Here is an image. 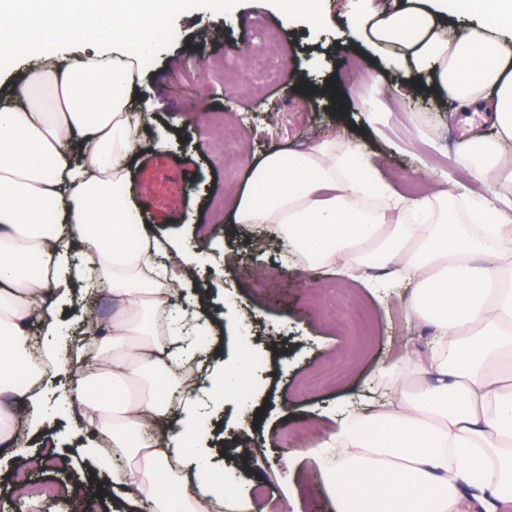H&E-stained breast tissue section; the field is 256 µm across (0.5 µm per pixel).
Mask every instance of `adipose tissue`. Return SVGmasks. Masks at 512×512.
<instances>
[{
	"label": "adipose tissue",
	"mask_w": 512,
	"mask_h": 512,
	"mask_svg": "<svg viewBox=\"0 0 512 512\" xmlns=\"http://www.w3.org/2000/svg\"><path fill=\"white\" fill-rule=\"evenodd\" d=\"M0 0V57H35L24 81L0 89V368L26 365L29 327H56V307L77 290L107 284L115 305L103 322L83 323L79 379L84 409L76 421L85 454L95 460L90 491L121 494L129 512L145 500L152 512H210L236 504L231 484L206 476L209 460L183 453L201 433L196 403L179 396L180 376L214 358V326L200 299L185 297L188 263L175 241L161 242L142 210L113 186L130 179V163L154 105L128 103L133 60L178 27L182 0ZM475 19L455 41L441 28L449 15ZM358 31L399 45L412 63L456 97L464 112L486 113L496 141L467 139L468 171L512 186V0H398L380 13L372 0L355 11ZM419 33L406 42L404 33ZM95 40L100 51L57 63L51 48ZM365 155L314 144L289 164L272 153L251 168L249 188L234 202L239 224H262L303 257L310 242L328 263L361 270L377 255L392 275L416 283L414 309L440 339L428 358L392 367L398 383L387 403L317 438L327 481L354 512H501L512 483V204L485 200L459 214L448 198L409 200L380 189L368 201L358 175ZM61 203L60 230L42 234L44 204ZM141 230L138 242L129 226ZM53 272L29 274L33 255ZM28 365V364H27ZM95 394H88V387ZM56 420L32 385L0 380V445L31 439L56 450ZM108 439L118 468L98 458ZM167 476L170 490L158 479ZM195 482L196 493H176Z\"/></svg>",
	"instance_id": "ef3b65f1"
}]
</instances>
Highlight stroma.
<instances>
[{
    "instance_id": "stroma-1",
    "label": "stroma",
    "mask_w": 512,
    "mask_h": 512,
    "mask_svg": "<svg viewBox=\"0 0 512 512\" xmlns=\"http://www.w3.org/2000/svg\"><path fill=\"white\" fill-rule=\"evenodd\" d=\"M350 3L321 0L323 22L314 27L280 16L274 0H235L229 13L211 9L209 0H184L180 26L147 53L134 85V99H151L156 109L148 145L122 190L146 205L158 237L195 253L188 284L214 320L225 364L248 349L261 359L249 406L222 397L203 374L187 385L209 429L193 451L214 457L215 476L233 483L250 512H275L278 504L285 512H341L323 461L301 444L299 430L325 435L341 416L385 402L392 394L387 367L425 354L435 336L410 305L414 281L399 280L392 291L377 269L356 277L340 265L300 272L276 236L233 223L229 197L247 187L250 163L349 136L370 158L376 183L400 195L408 190L399 172L431 193L459 183L470 200L492 195L488 182L460 167L464 140L493 137L492 127L476 115L463 129L457 102L430 90L427 73L394 67L391 50L353 35ZM374 73L379 82L371 81ZM325 82L344 89L342 101L319 95ZM409 87L418 108L400 95ZM226 122L248 140L244 160L224 157ZM231 249L244 266H225ZM353 297L376 319L370 347L359 355L348 312ZM24 465L0 447V512H76L69 496L16 495L12 475ZM259 486L269 498L255 496Z\"/></svg>"
}]
</instances>
